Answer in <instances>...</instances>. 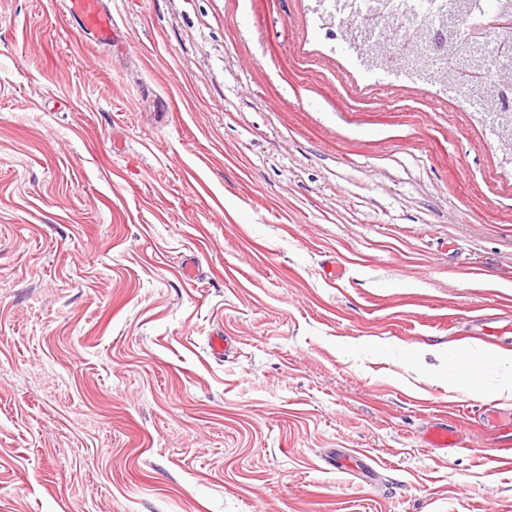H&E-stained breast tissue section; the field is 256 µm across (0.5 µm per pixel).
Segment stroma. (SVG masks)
<instances>
[{
  "instance_id": "1",
  "label": "stroma",
  "mask_w": 512,
  "mask_h": 512,
  "mask_svg": "<svg viewBox=\"0 0 512 512\" xmlns=\"http://www.w3.org/2000/svg\"><path fill=\"white\" fill-rule=\"evenodd\" d=\"M103 2L127 49L0 0V512H512V398L448 386L512 350L471 324L512 317L498 138L311 0ZM372 44L373 43H368L365 45V51L369 57L367 60L372 65H375V66L390 65L396 61L395 58H392L388 54H377V55L373 54L370 51V47ZM364 68H365V71L369 78H373L377 74L378 71H384L387 73L394 74L395 76L404 77L406 79L414 80V81L415 80H424L426 78V74H423L422 72H419V71H410L408 69L401 67L400 64L390 65L389 67L384 68V69L369 70L366 67H364ZM480 418L491 431L498 435V438L505 439V446L512 445V413L506 414L500 408L488 405L480 413ZM426 442L430 448H459L458 431L448 421L437 422L426 430Z\"/></svg>"
}]
</instances>
